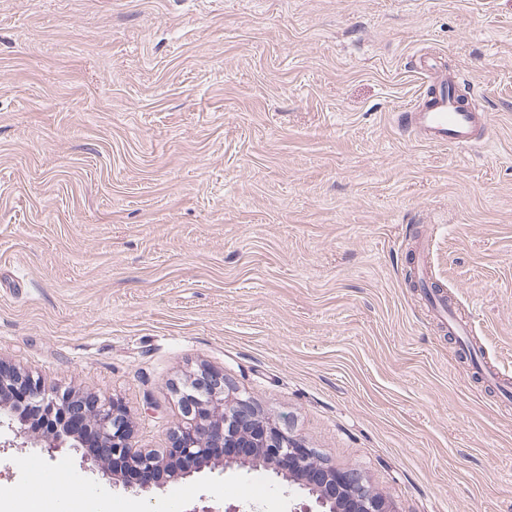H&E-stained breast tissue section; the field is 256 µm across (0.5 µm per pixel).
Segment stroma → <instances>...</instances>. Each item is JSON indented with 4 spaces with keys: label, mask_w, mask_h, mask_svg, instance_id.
Returning <instances> with one entry per match:
<instances>
[{
    "label": "stroma",
    "mask_w": 512,
    "mask_h": 512,
    "mask_svg": "<svg viewBox=\"0 0 512 512\" xmlns=\"http://www.w3.org/2000/svg\"><path fill=\"white\" fill-rule=\"evenodd\" d=\"M425 51L487 144L400 123ZM425 235L499 381L408 281ZM0 364L119 398L158 451L212 366L398 512H512V0H0ZM250 479L137 497L0 451L13 512H288Z\"/></svg>",
    "instance_id": "35a3bbf8"
}]
</instances>
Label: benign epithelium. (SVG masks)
Listing matches in <instances>:
<instances>
[{
  "label": "benign epithelium",
  "instance_id": "1",
  "mask_svg": "<svg viewBox=\"0 0 512 512\" xmlns=\"http://www.w3.org/2000/svg\"><path fill=\"white\" fill-rule=\"evenodd\" d=\"M181 420L171 444L161 452L132 443L131 425L117 398L57 396L39 381L0 365V430L13 438L3 448L32 441L23 407L34 408L50 422L84 421L98 438V452L84 454L91 470L107 474L108 460L122 455L148 471L188 476L208 465L222 471L262 468L304 492L291 512H397L373 491L356 469L339 470L317 458L290 431L263 416L251 397L232 387L224 372L204 368L177 390Z\"/></svg>",
  "mask_w": 512,
  "mask_h": 512
}]
</instances>
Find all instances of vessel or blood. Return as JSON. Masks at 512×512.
<instances>
[{
    "mask_svg": "<svg viewBox=\"0 0 512 512\" xmlns=\"http://www.w3.org/2000/svg\"><path fill=\"white\" fill-rule=\"evenodd\" d=\"M418 66L424 78L434 87L409 114V128L423 140L446 146H473L486 140L490 115L473 112L457 101L460 75L439 73L431 58L423 57Z\"/></svg>",
    "mask_w": 512,
    "mask_h": 512,
    "instance_id": "1",
    "label": "vessel or blood"
}]
</instances>
